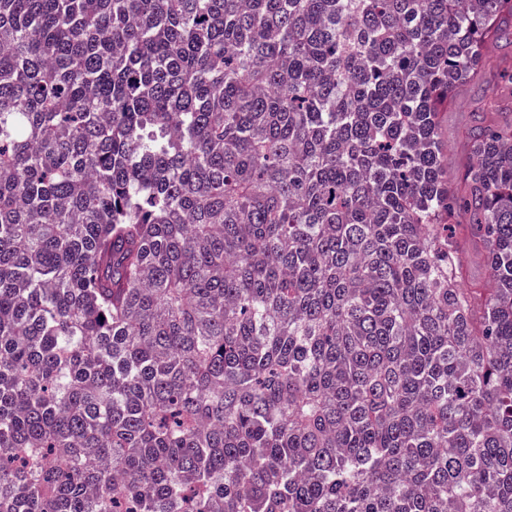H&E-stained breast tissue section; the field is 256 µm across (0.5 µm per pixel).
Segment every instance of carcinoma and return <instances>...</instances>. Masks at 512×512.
<instances>
[{
  "mask_svg": "<svg viewBox=\"0 0 512 512\" xmlns=\"http://www.w3.org/2000/svg\"><path fill=\"white\" fill-rule=\"evenodd\" d=\"M509 37L0 0V512H512V69L441 138ZM512 58V45L509 41H501L488 58L486 78L482 86L468 87L457 93V96L444 114L441 122V137L448 144V153L452 163H464L469 156L468 143L462 138L461 131L469 126L477 112H481L485 94L496 86L500 80V60Z\"/></svg>",
  "mask_w": 512,
  "mask_h": 512,
  "instance_id": "carcinoma-1",
  "label": "carcinoma"
}]
</instances>
